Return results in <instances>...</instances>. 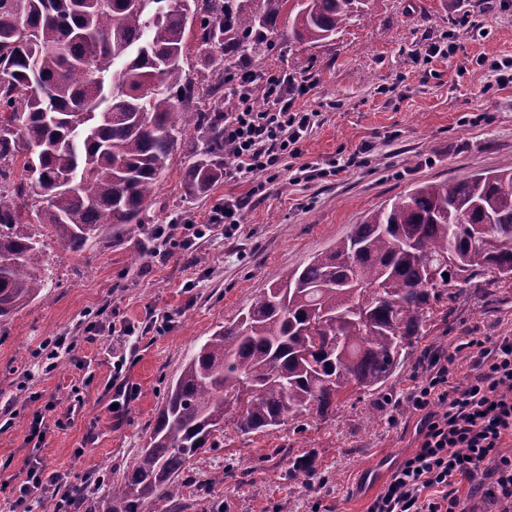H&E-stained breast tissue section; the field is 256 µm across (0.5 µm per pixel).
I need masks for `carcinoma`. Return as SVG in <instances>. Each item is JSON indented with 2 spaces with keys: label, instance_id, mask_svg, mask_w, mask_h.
Listing matches in <instances>:
<instances>
[{
  "label": "carcinoma",
  "instance_id": "carcinoma-1",
  "mask_svg": "<svg viewBox=\"0 0 512 512\" xmlns=\"http://www.w3.org/2000/svg\"><path fill=\"white\" fill-rule=\"evenodd\" d=\"M378 2L0 0V318L46 285L29 226L79 252L107 224L149 223L181 146L185 195L224 179L227 50L256 52L284 11L296 41L322 43ZM192 43L203 83L186 69ZM477 278L512 281V163L421 183L271 281L187 355L139 460L105 493L79 489V508L143 512L179 496V475L214 446L232 404L238 431L267 433L330 414L350 390L380 393L435 308Z\"/></svg>",
  "mask_w": 512,
  "mask_h": 512
}]
</instances>
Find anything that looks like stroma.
Masks as SVG:
<instances>
[{
	"label": "stroma",
	"mask_w": 512,
	"mask_h": 512,
	"mask_svg": "<svg viewBox=\"0 0 512 512\" xmlns=\"http://www.w3.org/2000/svg\"><path fill=\"white\" fill-rule=\"evenodd\" d=\"M258 70L314 73L317 84L297 102L316 113L299 158L276 177L259 173L221 182L204 196L181 186L189 156L177 150L149 209L150 223L104 231L80 252L60 247L41 227L49 280L40 297L0 318V512L30 457L65 474L68 487L119 479L145 448L166 386L186 355L232 322L275 275L304 266L350 234L385 201L427 182L459 179L512 161V84L498 87L492 62L512 61V0H380L334 39L294 41L279 17ZM431 42L448 47L426 61ZM355 165H348V158ZM346 164L337 172V164ZM307 165L318 174L295 180ZM232 196L246 200L232 236L223 228L193 251L162 253L152 232L174 214L206 217ZM170 316L169 328L155 322ZM134 325L135 341L111 335V323ZM58 336L74 349L47 370L43 345ZM463 336H512V282L471 289L447 308L431 338L469 371ZM125 358L131 399L123 417L109 410L112 358ZM407 363L384 391L340 399L328 418L301 417L270 434H241L236 410L224 418L218 448L199 454L180 475L181 498L145 512H366L383 482L369 473L379 459L401 463L417 446L419 417L394 407L417 375ZM45 441H28L36 413ZM311 455V477L289 478ZM236 464L224 474L225 460Z\"/></svg>",
	"instance_id": "1"
}]
</instances>
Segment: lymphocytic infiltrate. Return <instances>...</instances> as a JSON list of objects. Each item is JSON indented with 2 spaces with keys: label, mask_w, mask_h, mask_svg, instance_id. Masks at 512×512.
<instances>
[{
  "label": "lymphocytic infiltrate",
  "mask_w": 512,
  "mask_h": 512,
  "mask_svg": "<svg viewBox=\"0 0 512 512\" xmlns=\"http://www.w3.org/2000/svg\"><path fill=\"white\" fill-rule=\"evenodd\" d=\"M225 83L240 95L224 115V177L241 180L258 173L277 174L285 158L299 157L316 122L297 101L313 87L311 78L285 72L256 74L243 62L228 64ZM244 202L225 198L206 222L173 217L157 227L155 239L186 251L211 235L216 225L232 234L243 222ZM471 369L466 383H452L454 355L432 353L416 385L402 402L420 412L421 441L391 473L367 512H467L458 495L461 479L478 480L482 498L497 512H512V336L470 337ZM61 474L28 461L16 487L12 512H32V501L61 486Z\"/></svg>",
  "instance_id": "f902f5d3"
}]
</instances>
